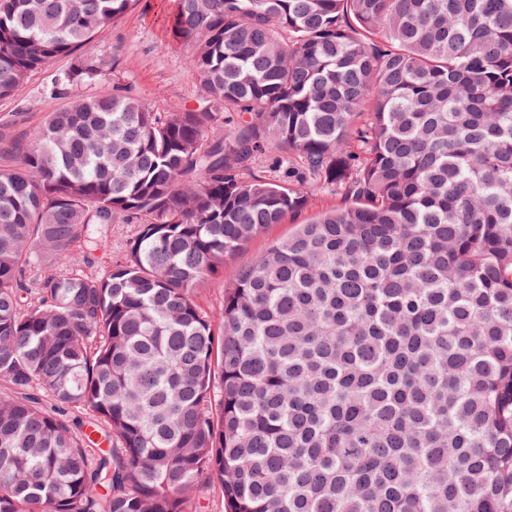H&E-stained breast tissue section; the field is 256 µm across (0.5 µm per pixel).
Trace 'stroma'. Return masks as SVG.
<instances>
[{"mask_svg": "<svg viewBox=\"0 0 512 512\" xmlns=\"http://www.w3.org/2000/svg\"><path fill=\"white\" fill-rule=\"evenodd\" d=\"M175 8L176 0H139L133 11L117 19L108 34L92 46L94 53L115 60L116 79L132 84L142 100L160 112L192 107L199 97L197 79L187 64L189 47L171 36L169 18ZM46 81V73H36L13 98L0 101V117L11 116L10 132L21 141H28L43 123L46 108L41 93ZM293 230L288 223L272 225L228 259L223 281L202 290L201 307L219 316L224 305V282L232 281L239 269L253 263L272 242L288 238ZM136 232V225L122 221L104 226L103 245L86 256L83 270L99 273L108 262L123 259Z\"/></svg>", "mask_w": 512, "mask_h": 512, "instance_id": "35a3bbf8", "label": "stroma"}]
</instances>
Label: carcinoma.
<instances>
[{
  "label": "carcinoma",
  "instance_id": "cac0c4a2",
  "mask_svg": "<svg viewBox=\"0 0 512 512\" xmlns=\"http://www.w3.org/2000/svg\"><path fill=\"white\" fill-rule=\"evenodd\" d=\"M137 2L0 0V100L70 60L28 145L0 121V512H190L210 481L224 512H512V0H178L194 107L54 105ZM276 151L302 172L255 174ZM314 188L343 204L205 313ZM116 219L125 258L84 272ZM294 229L295 224H274L264 235L252 240L224 264V284L231 282L239 269L253 263L272 242L288 238ZM222 278L215 279L214 283L208 284L200 294L199 303L210 315L219 317L224 305V287Z\"/></svg>",
  "mask_w": 512,
  "mask_h": 512
}]
</instances>
